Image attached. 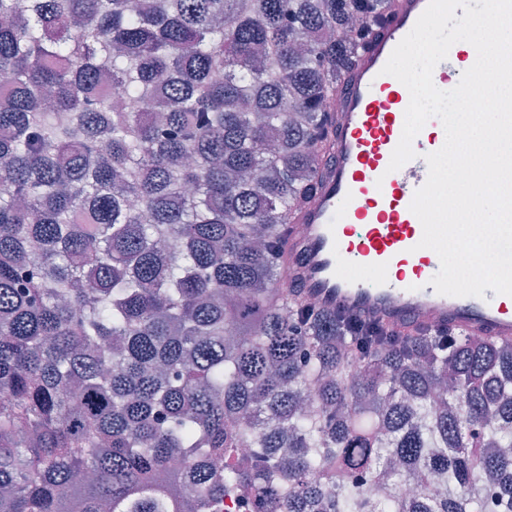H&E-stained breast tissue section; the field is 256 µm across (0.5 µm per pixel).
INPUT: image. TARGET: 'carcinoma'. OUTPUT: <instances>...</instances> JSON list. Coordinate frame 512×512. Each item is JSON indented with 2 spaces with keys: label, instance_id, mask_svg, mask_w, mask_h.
Segmentation results:
<instances>
[{
  "label": "carcinoma",
  "instance_id": "obj_1",
  "mask_svg": "<svg viewBox=\"0 0 512 512\" xmlns=\"http://www.w3.org/2000/svg\"><path fill=\"white\" fill-rule=\"evenodd\" d=\"M391 2L0 0V512H512V343L284 262Z\"/></svg>",
  "mask_w": 512,
  "mask_h": 512
}]
</instances>
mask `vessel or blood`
I'll return each instance as SVG.
<instances>
[{"mask_svg":"<svg viewBox=\"0 0 512 512\" xmlns=\"http://www.w3.org/2000/svg\"><path fill=\"white\" fill-rule=\"evenodd\" d=\"M429 0H393L374 22L339 91L340 120L320 191L297 215L295 236L303 288L324 309L351 312L406 331L450 325L512 342V296L438 294L431 284L440 263L420 247L423 226L411 211L428 177L426 154L439 150L438 118L413 141L415 158L390 170L404 127L408 89L383 68ZM475 48L452 45L434 69L439 89L457 85L476 61Z\"/></svg>","mask_w":512,"mask_h":512,"instance_id":"vessel-or-blood-1","label":"vessel or blood"}]
</instances>
